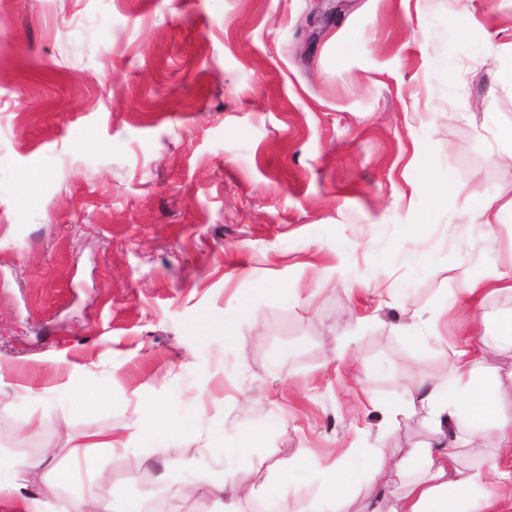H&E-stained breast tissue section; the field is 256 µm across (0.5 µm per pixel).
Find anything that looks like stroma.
<instances>
[{
  "label": "stroma",
  "mask_w": 512,
  "mask_h": 512,
  "mask_svg": "<svg viewBox=\"0 0 512 512\" xmlns=\"http://www.w3.org/2000/svg\"><path fill=\"white\" fill-rule=\"evenodd\" d=\"M340 29L358 48L328 59ZM511 42L512 0H0V452L57 449L72 483L35 480L57 510L103 479L145 507L194 484L181 512H224L209 485L230 479L252 490L237 512H312L342 457L435 439L386 407L453 349L512 389V212L470 221L512 200ZM87 385L111 407L84 410ZM154 405L156 450L135 434ZM107 431L120 445L63 451ZM403 490L371 478L335 508Z\"/></svg>",
  "instance_id": "1"
}]
</instances>
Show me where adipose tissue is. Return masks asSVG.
Wrapping results in <instances>:
<instances>
[{"mask_svg":"<svg viewBox=\"0 0 512 512\" xmlns=\"http://www.w3.org/2000/svg\"><path fill=\"white\" fill-rule=\"evenodd\" d=\"M418 388V401L405 405L392 402L388 406L391 414L405 415L420 409L440 423L469 424L468 442L475 449L481 442L478 423L491 424L498 433L501 455L512 456V413L504 408L507 393L477 360L458 353L447 377L420 381ZM54 457L51 448L35 460L0 453V512H46L47 504L39 495L20 494L19 488L29 482L33 472L50 465ZM411 457L424 460L426 468L408 483L392 512H492L494 501L500 497V484H512L510 470H496V479L491 482L482 471L458 466L449 445L418 448ZM390 470V465H378L369 459L358 465L348 460L337 463L322 476L324 498L343 499L364 477L382 479ZM64 512H142V508L122 487L93 485Z\"/></svg>","mask_w":512,"mask_h":512,"instance_id":"obj_1","label":"adipose tissue"}]
</instances>
